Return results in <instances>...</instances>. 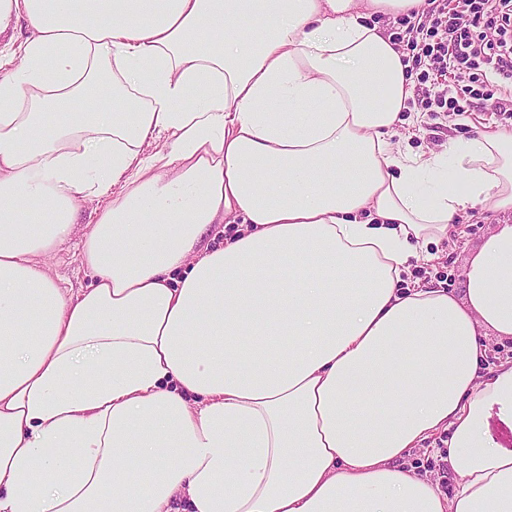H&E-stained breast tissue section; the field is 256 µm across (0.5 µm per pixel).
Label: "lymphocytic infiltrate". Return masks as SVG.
<instances>
[{
    "label": "lymphocytic infiltrate",
    "instance_id": "lymphocytic-infiltrate-1",
    "mask_svg": "<svg viewBox=\"0 0 512 512\" xmlns=\"http://www.w3.org/2000/svg\"><path fill=\"white\" fill-rule=\"evenodd\" d=\"M512 0H440L425 13L403 16L392 41L401 52L407 75L415 76V103L426 112L452 116L473 101L487 103L489 111L512 110V98L499 97L498 81L512 83V36L500 33L488 40L490 27ZM454 77L456 94L442 88Z\"/></svg>",
    "mask_w": 512,
    "mask_h": 512
}]
</instances>
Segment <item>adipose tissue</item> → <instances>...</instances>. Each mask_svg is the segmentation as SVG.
<instances>
[{"mask_svg":"<svg viewBox=\"0 0 512 512\" xmlns=\"http://www.w3.org/2000/svg\"><path fill=\"white\" fill-rule=\"evenodd\" d=\"M426 7L0 0L30 29L0 45V512H512L479 342L512 339V224L462 297L398 288L467 204L512 210V132L386 139L414 81L382 19ZM446 426L450 497L407 466ZM105 204L103 200L88 198L81 203L77 215V224L69 241L63 244L55 253L44 258L45 264L50 268L52 274L61 279L59 282L67 288H85L90 283V275L84 271L78 255L79 241L84 234L88 223L93 222L101 207Z\"/></svg>","mask_w":512,"mask_h":512,"instance_id":"adipose-tissue-1","label":"adipose tissue"}]
</instances>
